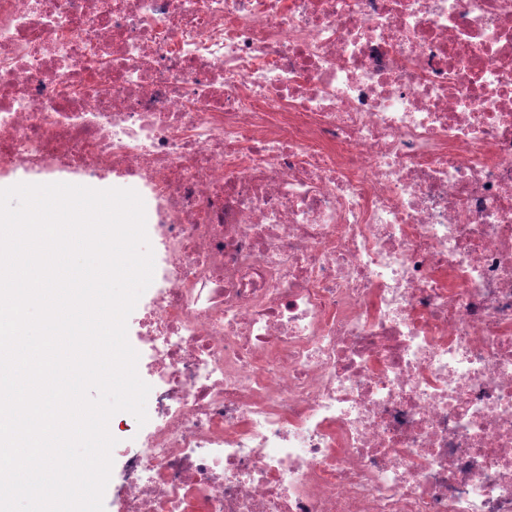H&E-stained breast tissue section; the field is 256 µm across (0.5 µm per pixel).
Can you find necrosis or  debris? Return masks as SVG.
Returning <instances> with one entry per match:
<instances>
[{"label": "necrosis or debris", "instance_id": "1", "mask_svg": "<svg viewBox=\"0 0 512 512\" xmlns=\"http://www.w3.org/2000/svg\"><path fill=\"white\" fill-rule=\"evenodd\" d=\"M0 168L154 205L116 512H512V0H0Z\"/></svg>", "mask_w": 512, "mask_h": 512}]
</instances>
